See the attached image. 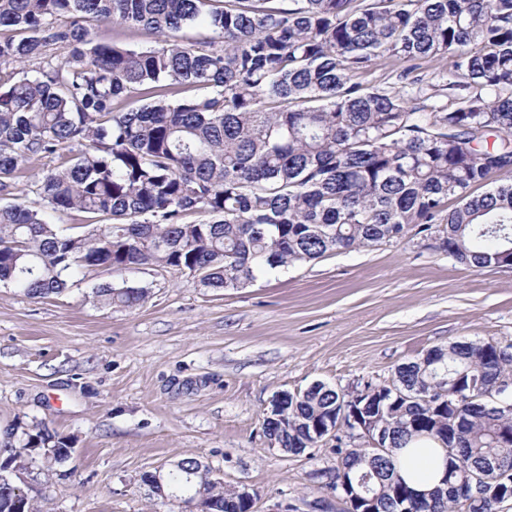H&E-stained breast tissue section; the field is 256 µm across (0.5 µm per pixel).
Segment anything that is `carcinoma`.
I'll list each match as a JSON object with an SVG mask.
<instances>
[{
	"label": "carcinoma",
	"instance_id": "carcinoma-1",
	"mask_svg": "<svg viewBox=\"0 0 512 512\" xmlns=\"http://www.w3.org/2000/svg\"><path fill=\"white\" fill-rule=\"evenodd\" d=\"M102 22L154 45L97 40ZM2 26L19 37L0 36V196L28 163L68 152L38 181L44 208L0 204V285L30 299L66 293L82 271L143 265L245 288L434 224L435 248L457 262L512 263V0H0ZM189 27L207 34L185 44ZM433 62L449 82H424ZM382 65L398 88L362 81ZM47 209L108 223L67 233ZM93 294L133 308L147 289ZM345 406L372 436L337 422L349 433L335 436L330 488L356 475L375 498L343 493L344 512H498L512 494V473L492 469L512 457V342L434 346L389 384L290 392L263 433L300 455ZM415 437L448 456L443 486L422 499L395 460ZM18 443L26 460L71 447L46 426ZM196 463L170 475L184 497L247 512L222 481L183 483ZM459 469L485 478L478 496L457 495Z\"/></svg>",
	"mask_w": 512,
	"mask_h": 512
}]
</instances>
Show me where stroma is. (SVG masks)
Segmentation results:
<instances>
[{"mask_svg": "<svg viewBox=\"0 0 512 512\" xmlns=\"http://www.w3.org/2000/svg\"><path fill=\"white\" fill-rule=\"evenodd\" d=\"M434 232L333 252L201 287L178 269L85 273L32 300L0 287V433L39 425L74 441L62 474L31 464L41 512H170L145 473L185 458L256 494L257 512H329L335 440L294 456L263 434L269 400L321 382L390 383L398 365L455 341H512V270H475ZM109 283L147 288L140 306L94 302Z\"/></svg>", "mask_w": 512, "mask_h": 512, "instance_id": "35a3bbf8", "label": "stroma"}]
</instances>
